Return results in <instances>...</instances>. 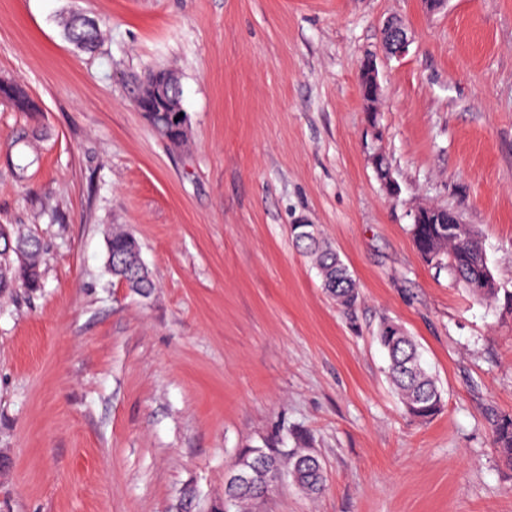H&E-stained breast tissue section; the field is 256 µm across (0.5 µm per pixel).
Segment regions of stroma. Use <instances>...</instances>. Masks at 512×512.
Returning a JSON list of instances; mask_svg holds the SVG:
<instances>
[{
    "instance_id": "35a3bbf8",
    "label": "stroma",
    "mask_w": 512,
    "mask_h": 512,
    "mask_svg": "<svg viewBox=\"0 0 512 512\" xmlns=\"http://www.w3.org/2000/svg\"><path fill=\"white\" fill-rule=\"evenodd\" d=\"M96 20L94 52L63 35ZM401 19L408 54L381 56ZM378 54L375 115L359 96ZM180 77L187 141L136 106ZM0 225L43 242L37 289L0 292V512H224L240 453L300 448L252 512H512L494 421L512 414V312L415 249L420 205L456 209L512 289V0H0ZM381 153L399 196L372 164ZM314 224L357 281L347 318L298 252ZM121 226L155 283L107 268ZM416 338L444 393L407 416L376 336ZM156 70L157 71H155L149 75V77L146 81L147 87L142 91V94H141V100L144 103L151 102V100L149 98L150 81L155 75H159L162 78H164L166 81L170 102L175 107L183 108L182 107V89H181L180 80H179L178 76L174 72H172L168 69H156ZM0 99L10 103L19 112H37V105L18 82L0 84ZM288 475L293 476L296 485L304 493L316 496L324 487V471L319 458L305 451L292 453L288 459Z\"/></svg>"
}]
</instances>
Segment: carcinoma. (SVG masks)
I'll return each instance as SVG.
<instances>
[{
  "mask_svg": "<svg viewBox=\"0 0 512 512\" xmlns=\"http://www.w3.org/2000/svg\"><path fill=\"white\" fill-rule=\"evenodd\" d=\"M67 39L78 49L90 50L95 46L98 31L94 23L80 17L64 24ZM155 74L165 79L170 102L182 107V89L178 76L159 69ZM0 99L10 103L19 112H35L37 105L23 85L10 81L0 84ZM171 112H149L146 117L152 127L170 143L184 141L188 128V115L181 122L171 121ZM457 211L448 210L446 224H413L410 234L413 244L423 260L432 266L447 268L451 274L477 299L495 303L500 300L512 312V290H509L485 272L487 262L478 232L470 224L454 223ZM296 247L312 261L321 279L322 287L336 300L346 314H353L359 299L355 279L348 265L341 259L331 243L308 224L294 231ZM11 250L0 249V290L18 286L36 288L40 282L39 256L43 249L34 235H19ZM108 266L112 277L121 281L132 292L147 296L154 288L147 267L140 256L136 237L124 230L112 232L109 240ZM377 339L386 351L388 375L406 413L418 420H428L443 406L442 391L435 378L424 367L422 352L417 341L398 323L387 320L377 332ZM495 451L500 460L512 468V414L501 416L493 426ZM294 477L304 493L316 496L324 487V471L319 458L305 451L292 453L288 460L271 448L244 450L236 464L239 477L225 488L224 503L235 512H246L249 505L264 497L263 487L283 470Z\"/></svg>",
  "mask_w": 512,
  "mask_h": 512,
  "instance_id": "obj_1",
  "label": "carcinoma"
}]
</instances>
